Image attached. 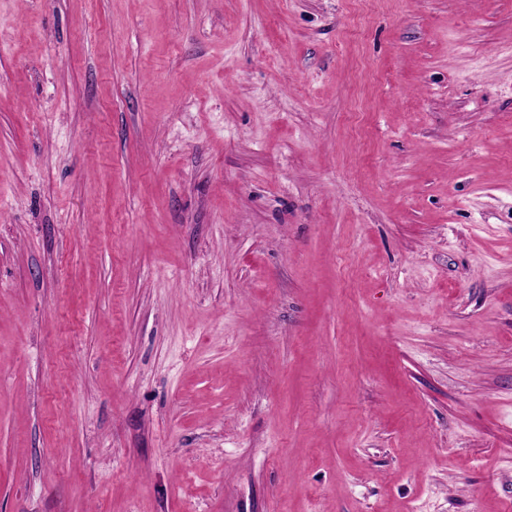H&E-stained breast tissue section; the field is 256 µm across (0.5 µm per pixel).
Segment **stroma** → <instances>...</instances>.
Segmentation results:
<instances>
[{"label": "stroma", "mask_w": 512, "mask_h": 512, "mask_svg": "<svg viewBox=\"0 0 512 512\" xmlns=\"http://www.w3.org/2000/svg\"><path fill=\"white\" fill-rule=\"evenodd\" d=\"M0 0V512H512V0Z\"/></svg>", "instance_id": "stroma-1"}]
</instances>
